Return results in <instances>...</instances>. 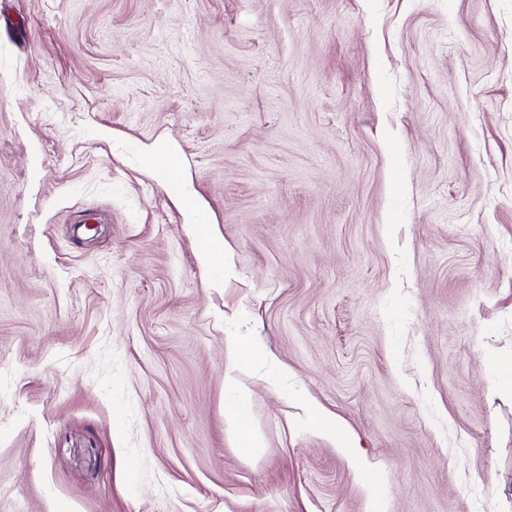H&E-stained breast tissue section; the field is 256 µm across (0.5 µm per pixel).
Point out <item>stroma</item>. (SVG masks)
<instances>
[{"label": "stroma", "mask_w": 512, "mask_h": 512, "mask_svg": "<svg viewBox=\"0 0 512 512\" xmlns=\"http://www.w3.org/2000/svg\"><path fill=\"white\" fill-rule=\"evenodd\" d=\"M490 361L512 0H0V512H512ZM171 150H155L148 154V170L163 183L175 197L183 198L186 195L185 186L175 176L170 164ZM184 215L186 221L193 224L198 230L200 236L199 258L201 263L217 269L223 259L226 245L218 238L210 224H204V210L199 205L187 207ZM247 401L246 395H240L237 406L229 414V420L236 432L241 451L246 455H255L261 444L244 417ZM309 424L326 436L332 438L337 448H343L350 456L355 457V439L336 418L330 416L318 408H311L309 412Z\"/></svg>", "instance_id": "obj_1"}]
</instances>
